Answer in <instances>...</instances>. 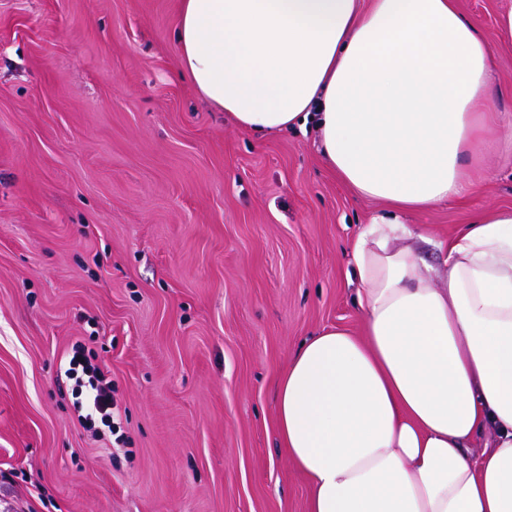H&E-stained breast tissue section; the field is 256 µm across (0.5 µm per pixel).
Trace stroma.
Wrapping results in <instances>:
<instances>
[{
    "mask_svg": "<svg viewBox=\"0 0 512 512\" xmlns=\"http://www.w3.org/2000/svg\"><path fill=\"white\" fill-rule=\"evenodd\" d=\"M179 0H0V512H308L275 427L301 342L353 332L352 245L386 204L319 134L238 128L176 68ZM492 35L503 134L477 190L403 213L448 242L512 208V0H458ZM119 438L57 375L75 343ZM66 377L72 381L73 408L78 421L96 433L115 430L112 384L83 344H75L68 355Z\"/></svg>",
    "mask_w": 512,
    "mask_h": 512,
    "instance_id": "stroma-1",
    "label": "stroma"
}]
</instances>
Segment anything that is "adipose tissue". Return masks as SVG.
Listing matches in <instances>:
<instances>
[{
    "instance_id": "obj_1",
    "label": "adipose tissue",
    "mask_w": 512,
    "mask_h": 512,
    "mask_svg": "<svg viewBox=\"0 0 512 512\" xmlns=\"http://www.w3.org/2000/svg\"><path fill=\"white\" fill-rule=\"evenodd\" d=\"M177 71L258 134L316 122L326 166L387 202L352 249L363 333L292 354L276 427L310 512H512V209L427 265L400 213L472 193L499 129L490 39L457 0H180Z\"/></svg>"
}]
</instances>
